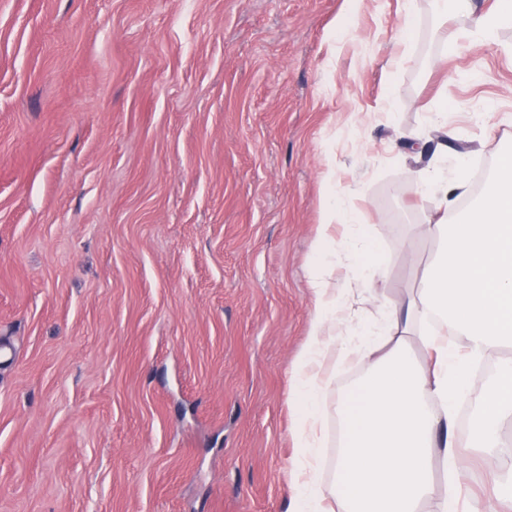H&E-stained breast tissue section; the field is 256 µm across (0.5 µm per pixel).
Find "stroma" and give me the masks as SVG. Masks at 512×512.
Instances as JSON below:
<instances>
[{"label":"stroma","instance_id":"obj_1","mask_svg":"<svg viewBox=\"0 0 512 512\" xmlns=\"http://www.w3.org/2000/svg\"><path fill=\"white\" fill-rule=\"evenodd\" d=\"M495 4L0 0V512H288L309 272L356 333L417 288L421 177L512 143V28L460 38ZM339 198L366 287L312 251ZM332 357L325 482L366 373Z\"/></svg>","mask_w":512,"mask_h":512}]
</instances>
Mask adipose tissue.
Segmentation results:
<instances>
[{
	"mask_svg": "<svg viewBox=\"0 0 512 512\" xmlns=\"http://www.w3.org/2000/svg\"><path fill=\"white\" fill-rule=\"evenodd\" d=\"M421 190L443 215L426 227L440 247L407 308L385 306L361 334L359 349L369 368L344 403L343 447L327 486L310 473L325 423L324 363L337 331L347 326L348 299L346 290L329 288L321 272L311 273L317 314L289 398L302 449L291 512H459L462 456L453 429L456 404L465 396L476 409L470 447L499 458L493 491L498 500H512V446L503 440L512 424V361L503 360L488 383L473 388L464 360L442 336L448 330L465 337L474 357L512 344V147L465 212L455 210L469 192L464 168L431 173ZM448 212L453 222H446ZM414 329L430 355L429 368L418 367L394 340ZM437 454L448 465V489L439 497L431 474Z\"/></svg>",
	"mask_w": 512,
	"mask_h": 512,
	"instance_id": "adipose-tissue-1",
	"label": "adipose tissue"
}]
</instances>
